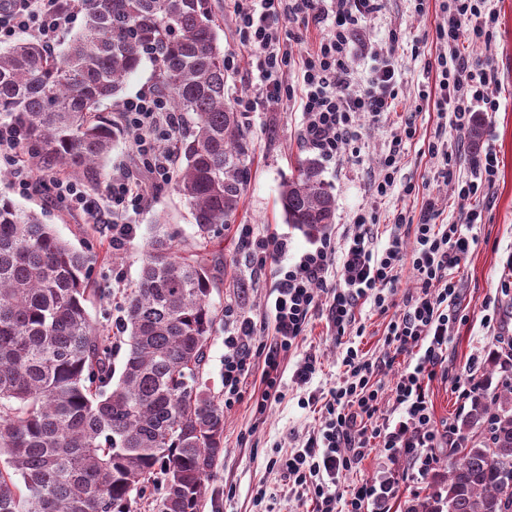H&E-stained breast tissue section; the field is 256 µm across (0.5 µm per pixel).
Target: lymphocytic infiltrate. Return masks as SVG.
<instances>
[{
	"label": "lymphocytic infiltrate",
	"mask_w": 512,
	"mask_h": 512,
	"mask_svg": "<svg viewBox=\"0 0 512 512\" xmlns=\"http://www.w3.org/2000/svg\"><path fill=\"white\" fill-rule=\"evenodd\" d=\"M381 6L382 0H235V21L252 51L256 71L255 93L238 100L240 111H254L261 100L281 97V76L292 64L281 48L282 39L298 42L309 26L329 24L317 48L302 59L305 120L299 139L327 159L345 154L355 138V118L363 112L380 116L395 98L391 61L374 68L362 87L355 85L347 64L352 31L362 17L379 12ZM73 10L72 0H6L0 6V43L27 34L46 48H54ZM496 20L489 0H448V15L437 27V37L449 51L448 59L439 62L437 116L456 132H464L476 110L499 108L493 92L498 83L493 66L459 49L461 38L477 41L486 37ZM287 23L292 26L288 33L283 30ZM119 120L152 182L158 186L169 183L174 160L171 151L161 149L160 144L174 139L181 119L170 111L165 97L150 89L125 99ZM24 139L21 128L0 124V162L18 194L43 196L50 203L83 212L96 224L107 223L109 215L136 212L147 205L141 184L126 176L107 184L98 201L81 183L36 174L19 158ZM498 167L495 148L473 157L469 177L455 186L461 206L448 223H440L441 212L431 197L418 216L399 214L397 226L407 227L413 235L408 250L397 234L384 247H377L371 232L374 220L365 210L354 215L355 229L342 244L323 240L294 263L288 260L286 238L242 225L239 238L251 262L260 267L271 262L277 267L271 311L274 339L257 342L255 322L225 307V406L240 399L258 354L264 359L265 388L255 402L257 413L265 414L280 400L282 360L297 346L316 314H326L339 338L355 323L359 304L372 303L380 313L391 316L383 355L370 358L359 347L346 346L341 358L343 375L325 397L317 430L278 460L284 478L299 497L312 502L314 512H368L369 505H382L397 496L400 484L393 476L376 483L348 484L349 475L369 455L386 464L406 457L425 476L436 462L434 449L456 445L454 426L434 421L424 383L442 369L448 358V338L463 320L455 270L469 250V230L482 221L481 210L470 202L489 194ZM406 265L415 272L419 287L402 294L396 283ZM399 360L403 369L392 381H383L381 372ZM387 400L394 409L390 415L382 409Z\"/></svg>",
	"instance_id": "obj_1"
}]
</instances>
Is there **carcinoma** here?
Masks as SVG:
<instances>
[{"label": "carcinoma", "instance_id": "cac0c4a2", "mask_svg": "<svg viewBox=\"0 0 512 512\" xmlns=\"http://www.w3.org/2000/svg\"><path fill=\"white\" fill-rule=\"evenodd\" d=\"M65 53L21 41L0 51V117L21 127L45 172L96 186L117 137L100 104L146 57L183 116L174 187L194 219L145 243L139 280L120 305V375L112 337L91 321L89 258L41 214L0 198V512H132L161 478L158 512H199L224 451V399L209 384L211 301L222 261L210 251L237 221L253 144L224 95L219 24L206 0H84ZM285 223L315 239L336 196L316 158L279 189ZM445 474L410 512H512V382L475 395Z\"/></svg>", "mask_w": 512, "mask_h": 512}]
</instances>
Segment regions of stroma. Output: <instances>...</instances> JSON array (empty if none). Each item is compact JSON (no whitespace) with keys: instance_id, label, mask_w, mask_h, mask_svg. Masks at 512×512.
I'll use <instances>...</instances> for the list:
<instances>
[{"instance_id":"obj_1","label":"stroma","mask_w":512,"mask_h":512,"mask_svg":"<svg viewBox=\"0 0 512 512\" xmlns=\"http://www.w3.org/2000/svg\"><path fill=\"white\" fill-rule=\"evenodd\" d=\"M445 0H385L383 10L359 21L350 43L349 66L358 84H366L372 69L385 54H392L396 73L397 103L391 112L374 118L362 115L357 120L358 138L352 153L323 162L322 177L336 196V216L326 235L342 242L353 229L356 211L372 212L378 245H385L397 211L419 212L428 196H435L443 221L455 216L460 203L450 183L434 181L443 160L432 157L428 143L435 137L439 119L436 114V64L447 48L436 37V27L443 19ZM209 9L219 19L222 29L219 45L225 57L234 58L229 69L227 96L230 101L252 95L251 54L244 46L234 21L233 0H207ZM498 15L496 25L485 40L470 45L472 55L489 59L498 71V111L488 113L484 142L496 149L500 168L489 198L477 199L483 222L473 228L476 238L463 257L455 278L459 282V303L465 322L456 325L448 343L447 375L437 376L428 385L429 399L437 422H456L466 409L456 388L465 378L474 359L490 348L493 334H512V269L506 265L512 254V0H493ZM253 141L251 182L239 209L237 224L221 228L210 249L224 260L219 290L212 300L220 306H233L251 317L256 324L270 325L269 306L273 299L276 267L252 270L239 240L238 224L255 225L261 232L288 239V260L296 262L314 243L291 225L285 224L277 202L281 183L291 176L298 158L306 149L297 139L304 121L297 101L271 99L258 109L243 115ZM412 125L416 134L405 139L403 128ZM398 150L400 163L396 174L397 192L378 200L372 184L381 162L390 150ZM414 184V195L400 191L402 185ZM0 197L16 205L44 213L46 223L56 234L78 249H88L92 256L90 279L99 293L87 304L93 321H104L109 300L134 281L143 259L142 246L156 226L180 230L190 236L193 217L184 199L173 185L151 188L147 206L129 213L125 221L135 227V234L121 248H113L112 231L105 224H89L80 215L52 204L45 198L18 195L9 178L0 177ZM495 312V329L485 328L482 320ZM390 317L380 314L371 304L356 310V324L364 333L356 342L369 357L386 349L385 328ZM313 355L319 370L305 387L291 380L294 366L303 356ZM341 349L326 317L312 318L296 350L282 363L283 395L266 414L255 411L254 401L261 390L262 361H255L241 399L224 411V451L216 472L208 484L199 512H302L303 506L291 486L271 461L278 453L301 445L319 426V415L303 407L304 397L327 392L340 373ZM406 477L408 491L392 503L390 512H406L414 496L426 494L430 478L420 476L406 458H398L389 471H382L376 460L367 459L355 479L378 481L385 474Z\"/></svg>"}]
</instances>
